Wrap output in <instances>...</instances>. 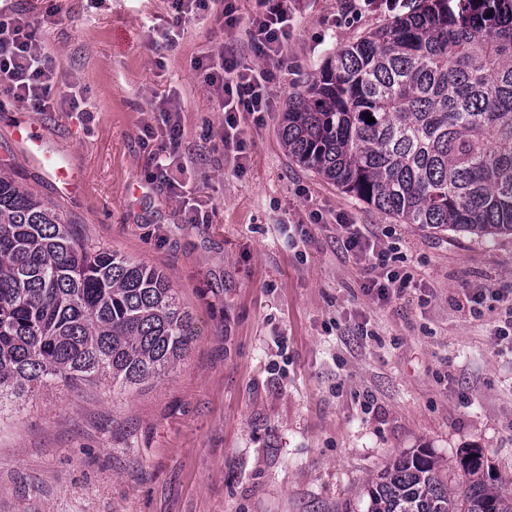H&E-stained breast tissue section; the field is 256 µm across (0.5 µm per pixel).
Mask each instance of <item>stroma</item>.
I'll list each match as a JSON object with an SVG mask.
<instances>
[{
    "label": "stroma",
    "instance_id": "35a3bbf8",
    "mask_svg": "<svg viewBox=\"0 0 512 512\" xmlns=\"http://www.w3.org/2000/svg\"><path fill=\"white\" fill-rule=\"evenodd\" d=\"M356 0H292L272 110L242 119L247 160L196 62L258 58L243 26L262 0L177 15L174 0H13L41 17L57 57L55 108L0 107V169L92 248L163 273L193 317L165 376L126 390L80 382L0 411V512H343L396 453L455 468L468 449L512 482V345L495 330L512 294V234L478 238L401 224L288 157V100L338 48L389 22ZM180 111L170 146L160 103ZM29 126L80 178L61 194L16 145ZM174 148L173 193L155 180ZM205 223L193 224V209ZM360 225L409 284L381 304L374 262L347 252ZM489 288L479 313L464 287Z\"/></svg>",
    "mask_w": 512,
    "mask_h": 512
}]
</instances>
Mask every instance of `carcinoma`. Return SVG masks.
<instances>
[{"label": "carcinoma", "mask_w": 512, "mask_h": 512, "mask_svg": "<svg viewBox=\"0 0 512 512\" xmlns=\"http://www.w3.org/2000/svg\"><path fill=\"white\" fill-rule=\"evenodd\" d=\"M375 122L369 124L365 117ZM294 161L403 224L512 234V0H421L336 51L288 102ZM192 317L156 269L93 249L0 172V408L56 380L130 388L167 373ZM391 457L361 512H512L482 451Z\"/></svg>", "instance_id": "1"}]
</instances>
